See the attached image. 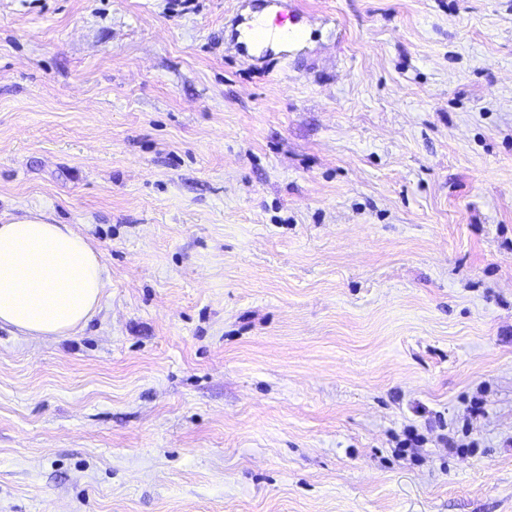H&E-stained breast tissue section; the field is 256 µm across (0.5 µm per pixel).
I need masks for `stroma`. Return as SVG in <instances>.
Wrapping results in <instances>:
<instances>
[{
  "mask_svg": "<svg viewBox=\"0 0 512 512\" xmlns=\"http://www.w3.org/2000/svg\"><path fill=\"white\" fill-rule=\"evenodd\" d=\"M0 0V214L108 271L0 325V512H512V0Z\"/></svg>",
  "mask_w": 512,
  "mask_h": 512,
  "instance_id": "35a3bbf8",
  "label": "stroma"
}]
</instances>
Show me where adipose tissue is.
Listing matches in <instances>:
<instances>
[{"instance_id": "ef3b65f1", "label": "adipose tissue", "mask_w": 512, "mask_h": 512, "mask_svg": "<svg viewBox=\"0 0 512 512\" xmlns=\"http://www.w3.org/2000/svg\"><path fill=\"white\" fill-rule=\"evenodd\" d=\"M107 276L71 225L43 212L0 216V323L32 336H67L94 314Z\"/></svg>"}]
</instances>
